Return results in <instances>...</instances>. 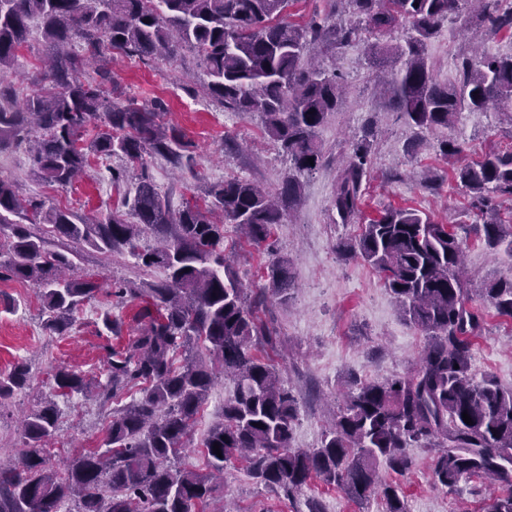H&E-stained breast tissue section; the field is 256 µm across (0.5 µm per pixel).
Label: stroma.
<instances>
[{"instance_id":"1","label":"stroma","mask_w":512,"mask_h":512,"mask_svg":"<svg viewBox=\"0 0 512 512\" xmlns=\"http://www.w3.org/2000/svg\"><path fill=\"white\" fill-rule=\"evenodd\" d=\"M476 48L494 55L512 54V35L490 32L464 15L442 21L426 47L434 79L442 84L454 81L455 62ZM43 53L42 33L38 26H31L16 61L15 106H22L34 89ZM315 54L324 69L341 74L346 89L343 103L316 130L325 154L321 168L304 177L298 209L274 227L265 243L248 242L236 225L224 227V253L249 292L267 288V267L274 258L288 260L295 288L289 302L271 296L260 307L259 318L277 338L275 348L261 349L260 354L279 368L284 385L298 401L292 445L304 449L319 447L329 425L327 407L337 404L353 382L405 374L415 366L424 344L423 332L404 319L380 275L361 259L345 261L336 253L339 241L360 232L359 222H341L331 200L338 163L349 153L366 119L377 120L379 130L362 183L361 220L376 217L391 205L425 212L439 223L456 226L465 242L464 262L472 288L512 279V256L486 246L476 229L483 218L439 151L442 140H458L463 148L457 158L461 165L478 160L491 148L510 151L512 128L492 111L461 112L448 129L410 126L396 112L391 89L379 82L368 64L363 43L322 46ZM110 67L118 101L156 109L161 123L179 128L192 143L191 167L180 168L160 157L147 160L173 209L202 199L210 184L221 181L245 179L272 193L280 190L288 174L286 156L265 134L259 116L224 111L210 98L196 49L185 47L173 57L144 62L116 52ZM121 165L117 158H91L81 178L58 188L34 175L32 158L21 148L0 163V174L14 181L23 198L43 200L91 220L112 212L127 214L123 199L133 196L134 182L129 179L116 186L110 177L111 169ZM43 230L48 249L71 252L75 274L96 281L100 290L76 311L69 332L58 336L44 329L41 302L33 286L0 280V295L9 303L8 308L0 307V374L8 373L21 359L29 366L27 382L14 390L6 409L0 411V457L19 455L21 417L52 399L59 411L53 455L59 462L75 451L102 446L111 409L93 397L56 395L54 372L64 366L89 378L96 376L108 348L127 345L142 328L135 318L138 303L115 297L113 288L158 282L166 273L143 266L129 252L107 256L86 244L57 238L51 225ZM106 308L120 321V334L105 328L102 311ZM473 372L512 388V319L487 312L485 328L474 346ZM234 391L231 378L217 376L184 440L182 468L205 471L204 440L221 421L224 403ZM409 454L413 466L407 473L379 471L381 481L399 486L409 512H485L489 499L482 479H471L455 492L441 489L432 480L430 452L413 448ZM312 501L320 512H385L380 496L356 502L316 477L299 495L286 498L258 484L241 459L225 463L224 482L211 508L213 512L225 507L232 512H308Z\"/></svg>"}]
</instances>
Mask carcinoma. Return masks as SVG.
I'll list each match as a JSON object with an SVG mask.
<instances>
[{"label":"carcinoma","instance_id":"carcinoma-1","mask_svg":"<svg viewBox=\"0 0 512 512\" xmlns=\"http://www.w3.org/2000/svg\"><path fill=\"white\" fill-rule=\"evenodd\" d=\"M292 0H0V155L34 144L37 177L65 187L84 172L89 157H122L136 165L130 210L136 222L118 215L74 221L45 208L22 205L14 182L0 175V262L10 276L38 292L44 327L62 335L78 306L93 299L95 281L73 278V262L46 248L36 223L104 252L126 249L146 267H161L167 279L148 288H118L132 300L149 298L137 317L146 321L139 336L112 349L105 380H89L65 367L54 373L62 395L94 393L104 403L135 385L141 396L112 411L105 449L89 451L54 467L44 448L52 440L58 409L48 401L22 421L23 450L0 462V512H206L224 463L249 459L251 475L267 487L295 496L312 476L362 501L379 493L385 512H408L396 486L379 482V468L408 471V448L432 454L433 483L454 491L473 477L512 481V389L472 376L473 347L485 325L463 276L464 242L446 224L408 207L386 208L368 220L361 234L336 245L344 258H360L384 278L404 316L426 335L415 368L382 382H360L334 411L318 448L291 445L297 400L276 366L257 354L272 334L255 315L263 303L243 287L224 255V225L237 224L248 240L266 241L274 225L295 209L302 194L299 176L323 162L316 129L336 110L344 88L337 77L307 63L319 44L362 41L370 64L386 76L396 110L418 127L450 128L459 113L494 109L512 121V55L464 56L458 78L437 83L426 62L427 42L440 23L478 5L476 18L487 30H512V0H336L356 21L334 24L315 16L291 23L283 14ZM40 20L48 67L24 105H13L9 76L26 43L28 23ZM408 27L404 42L380 40ZM189 46L202 55L208 94L226 111L257 113L265 131L291 162L281 192L272 198L248 180L214 184L205 204L189 202L175 211L159 191L144 162L147 154L181 166L191 143L166 127L157 113L129 101H112L104 87L114 81L112 51L142 61L173 56ZM96 76L85 77L86 68ZM100 127L84 144L88 126ZM374 122L355 135L349 158L336 179L332 203L342 223L360 212L362 179L368 168ZM313 162H308V159ZM457 183L475 198L489 219L485 242L512 255V220L498 218L496 197L512 198V153L493 149L481 160L454 169ZM145 228L163 239L139 249ZM270 288L286 302L293 281L288 260L269 264ZM480 296L501 317L512 319V280L495 282ZM233 378L234 396L224 402V419L205 439L208 471L171 466L214 382L200 350ZM183 363L175 365L176 356ZM17 363L0 374V402L28 379ZM472 424L462 419V413ZM221 454H215L214 445ZM487 512H512V489L491 498Z\"/></svg>","mask_w":512,"mask_h":512}]
</instances>
